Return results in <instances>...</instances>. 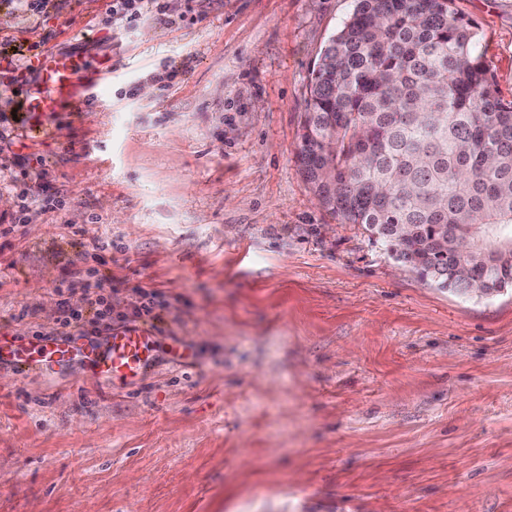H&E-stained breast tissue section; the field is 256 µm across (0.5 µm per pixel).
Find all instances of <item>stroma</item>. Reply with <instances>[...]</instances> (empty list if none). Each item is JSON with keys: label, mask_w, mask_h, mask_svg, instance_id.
I'll return each mask as SVG.
<instances>
[{"label": "stroma", "mask_w": 512, "mask_h": 512, "mask_svg": "<svg viewBox=\"0 0 512 512\" xmlns=\"http://www.w3.org/2000/svg\"><path fill=\"white\" fill-rule=\"evenodd\" d=\"M166 3L127 29L110 0H0L14 60L50 28L112 62L50 134L0 138V336L59 335L62 298L93 330V272L110 328L160 302L144 379L0 364V512H512V293L422 280L300 170L308 78L354 0ZM452 7L512 99V0ZM23 155L64 205L18 224Z\"/></svg>", "instance_id": "1"}]
</instances>
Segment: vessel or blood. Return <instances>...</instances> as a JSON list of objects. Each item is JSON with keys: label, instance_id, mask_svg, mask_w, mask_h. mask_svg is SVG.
<instances>
[{"label": "vessel or blood", "instance_id": "b4317fda", "mask_svg": "<svg viewBox=\"0 0 512 512\" xmlns=\"http://www.w3.org/2000/svg\"><path fill=\"white\" fill-rule=\"evenodd\" d=\"M111 72L110 66H88L51 51L41 53L32 72L15 67L10 60L0 61V78L14 82L24 97L23 132L27 135L46 132L55 117L84 106ZM152 338L149 330L135 326L112 333L100 344L49 337L21 344L0 340V358H7L21 372L32 368L51 372L80 357L89 364L92 377L104 384L116 378L131 382L154 366Z\"/></svg>", "mask_w": 512, "mask_h": 512}]
</instances>
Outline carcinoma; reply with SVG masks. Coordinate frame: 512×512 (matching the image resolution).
<instances>
[{
  "label": "carcinoma",
  "mask_w": 512,
  "mask_h": 512,
  "mask_svg": "<svg viewBox=\"0 0 512 512\" xmlns=\"http://www.w3.org/2000/svg\"><path fill=\"white\" fill-rule=\"evenodd\" d=\"M452 0H355L308 82L297 157L318 204L421 279L512 290V100ZM448 236V253L437 242Z\"/></svg>",
  "instance_id": "obj_1"
}]
</instances>
